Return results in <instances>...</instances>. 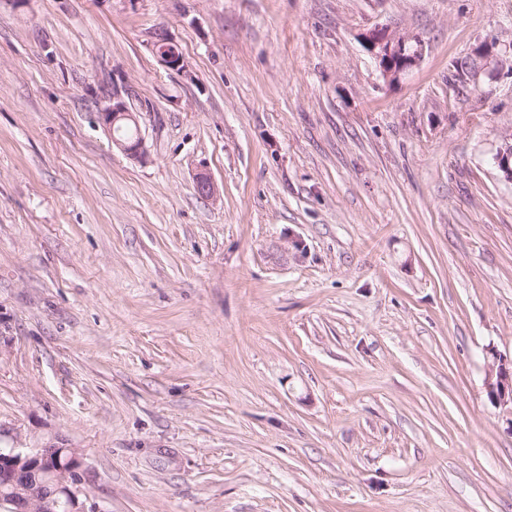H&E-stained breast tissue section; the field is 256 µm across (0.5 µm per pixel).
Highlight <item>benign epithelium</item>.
<instances>
[{
  "label": "benign epithelium",
  "instance_id": "7a95c632",
  "mask_svg": "<svg viewBox=\"0 0 512 512\" xmlns=\"http://www.w3.org/2000/svg\"><path fill=\"white\" fill-rule=\"evenodd\" d=\"M365 41L382 75L390 80L411 70L423 56L422 40L415 35L376 27L365 35ZM153 47L168 67L182 69L181 54L163 33L155 34ZM100 119L110 129L118 124L128 126L135 122L133 113L119 99L100 113ZM112 143L129 157L138 158L143 154V141L137 134L128 138L114 137ZM494 163L504 177L512 181L511 136L495 154ZM195 186L206 198L218 194V188L206 173L196 175ZM486 389L491 400L512 408V362H506L501 356L494 358L486 378ZM40 473L53 477L56 493L64 499L65 512H96L85 490V463L76 448H11L0 454V488L9 489L8 493L0 494V509L5 512H55L53 504L47 502L30 481L32 475Z\"/></svg>",
  "mask_w": 512,
  "mask_h": 512
}]
</instances>
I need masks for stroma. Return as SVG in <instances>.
Instances as JSON below:
<instances>
[{
  "mask_svg": "<svg viewBox=\"0 0 512 512\" xmlns=\"http://www.w3.org/2000/svg\"><path fill=\"white\" fill-rule=\"evenodd\" d=\"M511 133L512 0H0V448L99 512H512ZM382 75L390 80L411 70L422 59V40L415 35L391 32L375 27L365 35ZM157 56L170 68L180 70L183 66L181 54L170 44L169 39L162 33H156L153 42ZM100 119L102 123L108 127L109 129H115L117 124H125L127 126H131L130 122L133 123L136 128L134 137H128L131 134L130 127H123L122 129L116 128V130H121L122 138L113 137L112 143L118 148L122 153L129 157L138 158L143 154V141L140 138L137 132V126L135 117L133 112H129L127 106L123 101L117 99L112 100V106H109L100 113ZM486 378L487 394L491 400L500 406L510 407L512 413V359L506 360L497 354Z\"/></svg>",
  "mask_w": 512,
  "mask_h": 512,
  "instance_id": "obj_1",
  "label": "stroma"
}]
</instances>
